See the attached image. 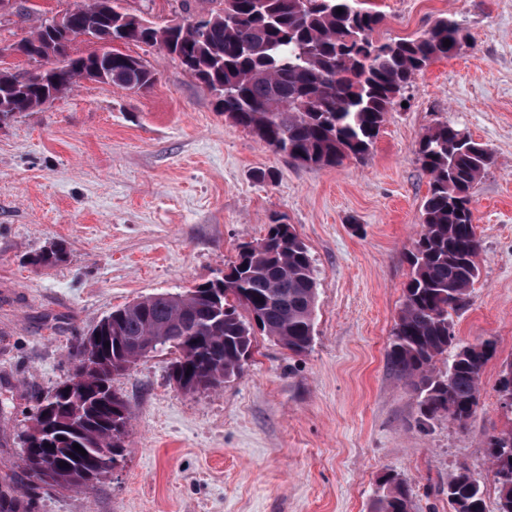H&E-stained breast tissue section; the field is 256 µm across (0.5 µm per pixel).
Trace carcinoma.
Masks as SVG:
<instances>
[{"mask_svg":"<svg viewBox=\"0 0 512 512\" xmlns=\"http://www.w3.org/2000/svg\"><path fill=\"white\" fill-rule=\"evenodd\" d=\"M125 0H90L71 14L75 27L96 19L95 36L123 44H159L223 99L224 115L294 161L337 167L368 156L398 98L431 61L458 55L470 34L451 16L424 33L381 41L373 33L381 13L368 0H204V30L181 24L157 27L122 6ZM342 12H337V9ZM44 21L28 37L33 52L55 44L65 64L45 80L0 73V103L25 112L51 94L64 95L102 69L98 81L127 90L154 81L139 59L118 49L74 55ZM450 46H444L445 41ZM430 194L422 232L410 255V279L387 350L393 373L417 394L419 410L464 425L479 402L482 369L494 341L465 343L452 313L463 308L479 276L481 244L473 223L471 190L490 161L488 150L452 123L419 141ZM317 283L305 243L289 224H270L257 246H244L224 276L187 293L156 294L112 311L96 328L99 360L76 389L57 395L49 447L63 467L42 476L29 459L27 481L0 480V512H38L39 489L87 488L108 462L113 407H126L112 377L139 361L135 347L175 354L171 373L191 385L217 384L239 375L259 330L293 354L314 338ZM445 357L446 370L433 371ZM79 444L86 454L75 451ZM489 462L497 484L496 512H512V431L490 438ZM454 512H485L484 486L467 467L444 487ZM370 512H412L405 484L383 479Z\"/></svg>","mask_w":512,"mask_h":512,"instance_id":"cac0c4a2","label":"carcinoma"}]
</instances>
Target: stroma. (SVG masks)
<instances>
[{
    "label": "stroma",
    "mask_w": 512,
    "mask_h": 512,
    "mask_svg": "<svg viewBox=\"0 0 512 512\" xmlns=\"http://www.w3.org/2000/svg\"><path fill=\"white\" fill-rule=\"evenodd\" d=\"M86 2L1 15L0 48ZM371 2L385 17L376 39L452 14L472 44L415 77L361 161L317 168L275 152L156 45L122 48L153 71L151 87L81 80L0 124V475L19 473L38 400L112 310L223 276L274 222L294 227L317 282L304 354L259 333L243 372L215 389L178 390L166 353L114 376L129 413L123 461L89 488L44 494L39 512H369L387 476L410 488L412 512H453L443 488L462 466L496 512L488 441L512 430L498 391L512 362V0ZM126 6L158 26L198 10ZM444 121L493 157L472 197L480 276L453 321L460 339L491 337L496 351L463 426L423 419L386 362L429 191L418 143ZM53 246L61 262L35 266Z\"/></svg>",
    "instance_id": "stroma-1"
}]
</instances>
